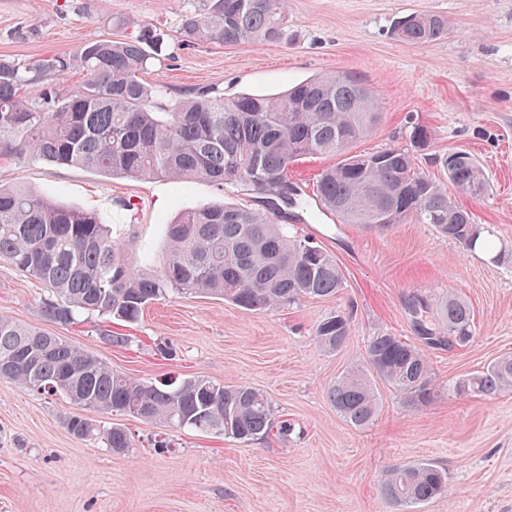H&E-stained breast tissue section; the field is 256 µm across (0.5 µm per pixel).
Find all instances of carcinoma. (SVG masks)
Segmentation results:
<instances>
[{
  "label": "carcinoma",
  "instance_id": "obj_1",
  "mask_svg": "<svg viewBox=\"0 0 512 512\" xmlns=\"http://www.w3.org/2000/svg\"><path fill=\"white\" fill-rule=\"evenodd\" d=\"M448 18L410 14L393 34L407 43L448 34ZM185 35L214 44L288 43L287 0H201L184 15ZM158 35L143 28L135 36L90 39L76 56H50L20 63L0 56V151L35 154L55 164L80 166L127 177L197 179L230 187L257 202L200 205L167 225V256L155 274L126 258V244L112 237L95 212L56 204L19 187L0 186V260L42 283L51 298L44 319L70 324L97 313L137 321L151 302L171 293H205L247 310L286 308L303 298H332L343 273L326 249L288 236L283 213L297 216L308 201L288 178V165L305 155H334L316 185L322 208L344 224L384 231L408 218L431 225L444 239L473 250L481 235L473 215L448 195L447 185L474 197L487 190L479 162L466 151L440 160L448 184L415 166L406 149L351 151L378 126L381 113L371 94L346 76L303 81L279 96L227 98L198 89L169 112L152 110V90L139 74L154 60ZM82 85L61 99L46 92L44 103L27 99L24 87L74 66ZM415 330L426 343L455 348L471 342L469 304L448 295L436 310L424 298L409 302ZM350 316L330 315L313 335L328 351L349 341ZM408 399L434 397L424 350L380 333L367 348V368L333 385L328 397L340 416L363 428L378 413L372 378ZM0 379L40 394H60L83 410L162 421L178 429L219 432L239 442L291 425H275L267 397L248 385L224 386L204 377L179 383H146L115 373L96 355L60 336L0 317ZM512 387V358H503L463 380L462 392L495 395ZM68 431L82 440L104 441L114 453L131 447L125 428L72 415ZM382 491L399 505L448 493L445 474L427 463L394 468Z\"/></svg>",
  "mask_w": 512,
  "mask_h": 512
}]
</instances>
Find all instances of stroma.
<instances>
[{
  "instance_id": "stroma-1",
  "label": "stroma",
  "mask_w": 512,
  "mask_h": 512,
  "mask_svg": "<svg viewBox=\"0 0 512 512\" xmlns=\"http://www.w3.org/2000/svg\"><path fill=\"white\" fill-rule=\"evenodd\" d=\"M192 7L193 0H0V55L72 56L86 39L111 36L116 18L132 35L148 27L163 44L142 80L164 88L153 104L166 110L202 87L274 95L314 76L355 77L382 112L356 151L409 148L413 121L431 133L414 151L430 177L445 180L439 159L448 151L471 153L488 189L453 198L494 248L467 250L412 219L371 231L313 207L291 231L335 256L344 288L334 298L258 312L184 293L148 304L134 323L86 314L64 326L41 315L47 289L0 261V316L64 337L142 381L201 376L250 385L269 398L275 419L292 425L288 437L240 443L104 414L102 425H121L131 437L115 454L69 433L65 420L76 409L68 400L0 380V512H512V390L492 398L455 390L512 356V0H288L294 40L267 45L187 42L181 23ZM413 13L447 16V36L422 44L394 38L392 24ZM0 183L98 213L127 244L131 265L153 271L165 259L166 226L181 211L249 203L207 181L112 176L33 155H0ZM449 292L469 303L475 335L462 348L427 350L435 397L413 403L381 384L373 423L345 422L328 388L365 365L372 336L415 340L409 298L434 305ZM337 312L350 314L351 338L328 351L313 328ZM110 334L125 344L108 343ZM421 462L446 475L447 495L407 506L386 499L388 471Z\"/></svg>"
}]
</instances>
